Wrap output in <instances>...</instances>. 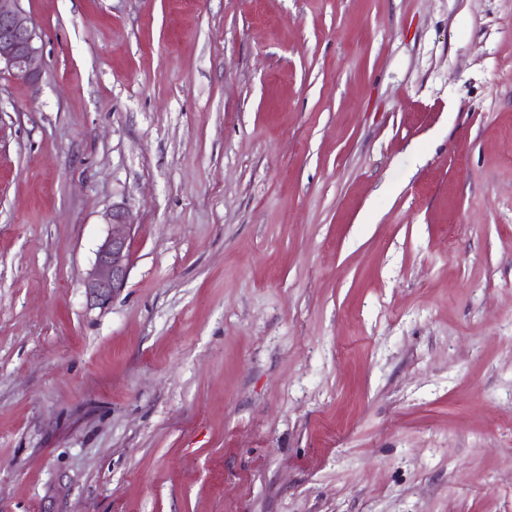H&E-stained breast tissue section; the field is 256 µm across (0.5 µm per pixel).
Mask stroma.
<instances>
[{
  "mask_svg": "<svg viewBox=\"0 0 512 512\" xmlns=\"http://www.w3.org/2000/svg\"><path fill=\"white\" fill-rule=\"evenodd\" d=\"M21 5L0 512H512V0ZM111 235L99 247L95 263L86 281L89 301L106 305L112 293L122 288L128 275V242L132 224L123 210H112L107 216Z\"/></svg>",
  "mask_w": 512,
  "mask_h": 512,
  "instance_id": "35a3bbf8",
  "label": "stroma"
}]
</instances>
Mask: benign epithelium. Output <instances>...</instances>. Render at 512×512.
<instances>
[{
	"instance_id": "7a95c632",
	"label": "benign epithelium",
	"mask_w": 512,
	"mask_h": 512,
	"mask_svg": "<svg viewBox=\"0 0 512 512\" xmlns=\"http://www.w3.org/2000/svg\"><path fill=\"white\" fill-rule=\"evenodd\" d=\"M32 17L21 0H0V71L6 69L31 84L38 82L42 67V47ZM111 235L99 247L86 281L89 301L106 305L128 275V242L132 224L123 210L107 215Z\"/></svg>"
}]
</instances>
